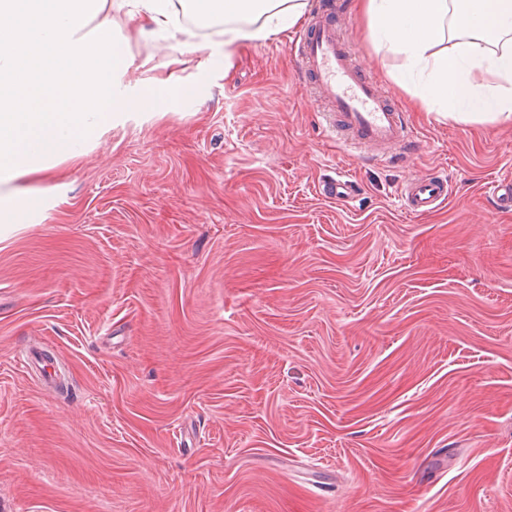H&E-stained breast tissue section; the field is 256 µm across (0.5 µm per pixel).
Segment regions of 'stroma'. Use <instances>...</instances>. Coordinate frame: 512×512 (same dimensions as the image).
I'll use <instances>...</instances> for the list:
<instances>
[{
	"instance_id": "35a3bbf8",
	"label": "stroma",
	"mask_w": 512,
	"mask_h": 512,
	"mask_svg": "<svg viewBox=\"0 0 512 512\" xmlns=\"http://www.w3.org/2000/svg\"><path fill=\"white\" fill-rule=\"evenodd\" d=\"M329 5L415 150L340 147L284 32L50 170L0 241V512H512V120L413 109L354 0L303 24ZM451 195L448 179L442 175L414 178L405 183L401 198L412 214H425L447 202Z\"/></svg>"
}]
</instances>
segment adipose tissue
<instances>
[{"label": "adipose tissue", "mask_w": 512, "mask_h": 512, "mask_svg": "<svg viewBox=\"0 0 512 512\" xmlns=\"http://www.w3.org/2000/svg\"><path fill=\"white\" fill-rule=\"evenodd\" d=\"M306 0H0V236L62 202L65 186L32 188L61 162L97 146L113 127L197 100L228 75L235 42L294 27ZM379 46L399 55V83L418 78L420 103L460 119H512V0H359ZM192 15V26L181 16ZM223 29L208 35V28ZM182 38L200 57L194 76H150L134 45Z\"/></svg>", "instance_id": "1"}]
</instances>
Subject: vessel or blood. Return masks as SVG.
Returning <instances> with one entry per match:
<instances>
[{"label": "vessel or blood", "instance_id": "obj_1", "mask_svg": "<svg viewBox=\"0 0 512 512\" xmlns=\"http://www.w3.org/2000/svg\"><path fill=\"white\" fill-rule=\"evenodd\" d=\"M301 71L310 83L312 102L322 108L325 121L346 147L380 149L391 157L413 141L402 112L367 77L340 36L339 17L320 16L293 37ZM448 180L428 175L407 181L401 198L413 214H425L447 202Z\"/></svg>", "mask_w": 512, "mask_h": 512}]
</instances>
